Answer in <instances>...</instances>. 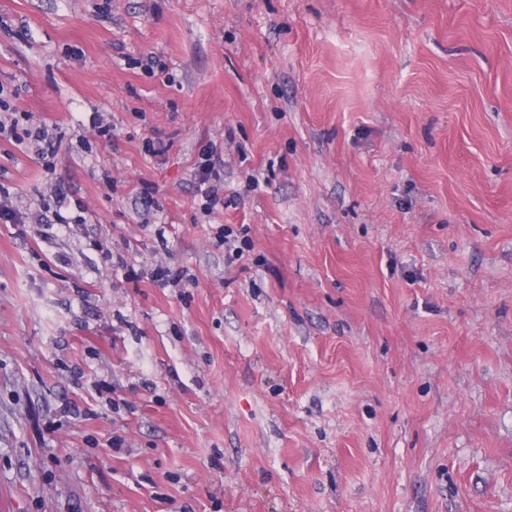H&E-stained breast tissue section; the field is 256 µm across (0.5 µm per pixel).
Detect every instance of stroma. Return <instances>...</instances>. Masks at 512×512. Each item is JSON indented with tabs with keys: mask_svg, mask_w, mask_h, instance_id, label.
I'll return each mask as SVG.
<instances>
[{
	"mask_svg": "<svg viewBox=\"0 0 512 512\" xmlns=\"http://www.w3.org/2000/svg\"><path fill=\"white\" fill-rule=\"evenodd\" d=\"M0 84V512H512V0H0ZM53 130H55V127L52 129V131ZM23 131L24 132L22 136L15 135V140L18 141L19 145L23 144L25 140H27L29 144L40 146L42 143H50L54 138V133L52 131L50 132L47 125L43 123L32 122L27 125Z\"/></svg>",
	"mask_w": 512,
	"mask_h": 512,
	"instance_id": "obj_1",
	"label": "stroma"
}]
</instances>
